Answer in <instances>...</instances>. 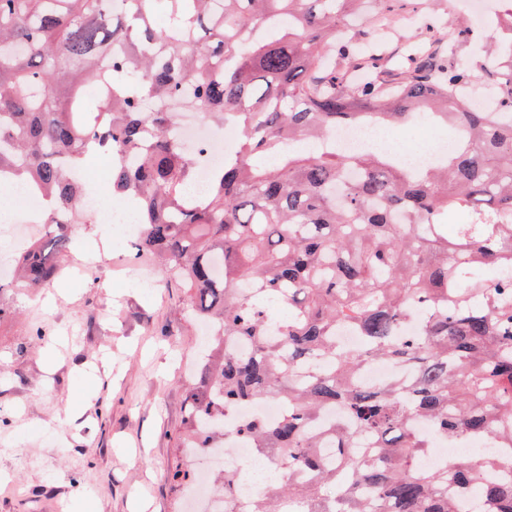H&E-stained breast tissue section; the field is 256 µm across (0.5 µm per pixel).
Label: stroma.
<instances>
[{
    "mask_svg": "<svg viewBox=\"0 0 512 512\" xmlns=\"http://www.w3.org/2000/svg\"><path fill=\"white\" fill-rule=\"evenodd\" d=\"M496 0L460 52L476 71L495 41ZM76 240L104 245L96 267L76 254L54 285L13 296L0 321V512H188L168 479L185 461L177 435L201 328L186 288L161 281L120 228Z\"/></svg>",
    "mask_w": 512,
    "mask_h": 512,
    "instance_id": "obj_1",
    "label": "stroma"
}]
</instances>
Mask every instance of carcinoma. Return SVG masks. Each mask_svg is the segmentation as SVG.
I'll use <instances>...</instances> for the list:
<instances>
[{
  "label": "carcinoma",
  "mask_w": 512,
  "mask_h": 512,
  "mask_svg": "<svg viewBox=\"0 0 512 512\" xmlns=\"http://www.w3.org/2000/svg\"><path fill=\"white\" fill-rule=\"evenodd\" d=\"M359 0H0V176L43 200L45 238L15 252L6 297L44 286L70 251L91 156L117 153L112 193L139 215L136 252L164 262L198 323L251 346L205 339L187 385L186 450L246 440L300 480L275 482L246 512H458L448 487H483L481 512H512V13L484 61L491 111L467 98L458 29L384 57L388 35L349 28ZM171 19L153 24L156 6ZM179 102L237 130L235 150L199 198L204 161L176 144ZM417 118L453 130L434 162L321 144L365 123ZM285 316L272 327L268 307ZM419 305L417 332L403 335ZM348 328L358 343L344 345ZM407 366L375 389V360ZM275 399L283 415L224 428L235 407ZM334 459L318 456L325 408ZM430 428L426 433L416 423ZM499 442L508 459L455 457L421 470L431 434ZM365 437L372 454L356 449ZM350 474L369 497L343 482Z\"/></svg>",
  "instance_id": "1"
}]
</instances>
